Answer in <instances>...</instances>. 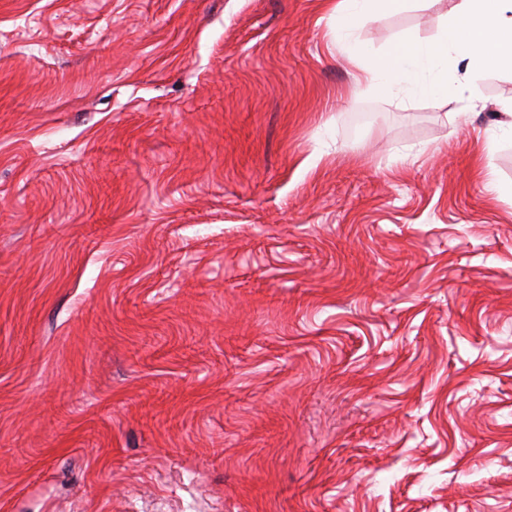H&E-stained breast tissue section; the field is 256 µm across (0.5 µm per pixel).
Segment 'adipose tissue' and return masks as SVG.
Segmentation results:
<instances>
[{"label": "adipose tissue", "instance_id": "1", "mask_svg": "<svg viewBox=\"0 0 512 512\" xmlns=\"http://www.w3.org/2000/svg\"><path fill=\"white\" fill-rule=\"evenodd\" d=\"M406 2L339 0L336 25L349 29L356 19L376 17ZM488 60L512 71V0H456L441 37L432 42L405 39L370 62L364 89L383 92L394 83L404 82L436 102L453 94L473 103L479 98L474 82L449 85L448 69L462 65L474 72Z\"/></svg>", "mask_w": 512, "mask_h": 512}]
</instances>
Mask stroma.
Masks as SVG:
<instances>
[{
    "label": "stroma",
    "mask_w": 512,
    "mask_h": 512,
    "mask_svg": "<svg viewBox=\"0 0 512 512\" xmlns=\"http://www.w3.org/2000/svg\"><path fill=\"white\" fill-rule=\"evenodd\" d=\"M336 3L0 0L6 512H512V71ZM489 59L512 71V1L456 0L451 20L437 40L408 38L370 62L364 91L384 92L405 82L441 102L448 98V62L454 71L465 62V68L475 73Z\"/></svg>",
    "instance_id": "1"
}]
</instances>
